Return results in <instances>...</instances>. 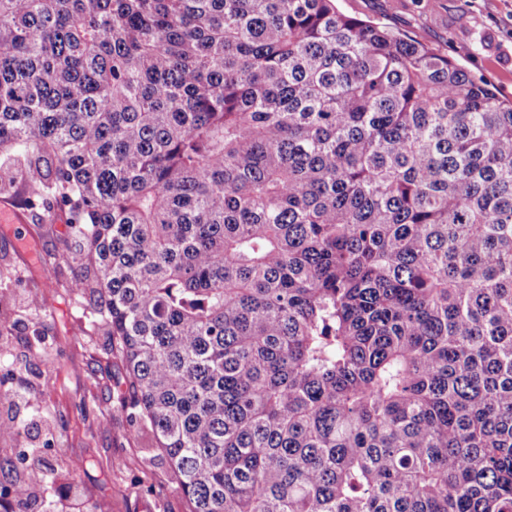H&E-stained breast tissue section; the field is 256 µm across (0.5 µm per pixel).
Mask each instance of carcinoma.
<instances>
[{
	"instance_id": "1",
	"label": "carcinoma",
	"mask_w": 512,
	"mask_h": 512,
	"mask_svg": "<svg viewBox=\"0 0 512 512\" xmlns=\"http://www.w3.org/2000/svg\"><path fill=\"white\" fill-rule=\"evenodd\" d=\"M2 157L189 512H512V101L457 60L336 0H0Z\"/></svg>"
}]
</instances>
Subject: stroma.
<instances>
[{"mask_svg": "<svg viewBox=\"0 0 512 512\" xmlns=\"http://www.w3.org/2000/svg\"><path fill=\"white\" fill-rule=\"evenodd\" d=\"M337 6L409 32L512 100V0H337ZM459 45L469 46L470 55H457ZM68 233L66 224L32 212L24 223L0 228V318L8 321L0 350L10 361L0 368V409L17 402L25 425L0 455L21 450L13 459L24 468L31 462L25 448L41 446L57 471L86 463L81 488L103 512H186L151 435L134 430L122 365L92 332L87 303L67 288L78 272L61 257ZM46 349L57 357L55 370L40 362Z\"/></svg>", "mask_w": 512, "mask_h": 512, "instance_id": "35a3bbf8", "label": "stroma"}]
</instances>
